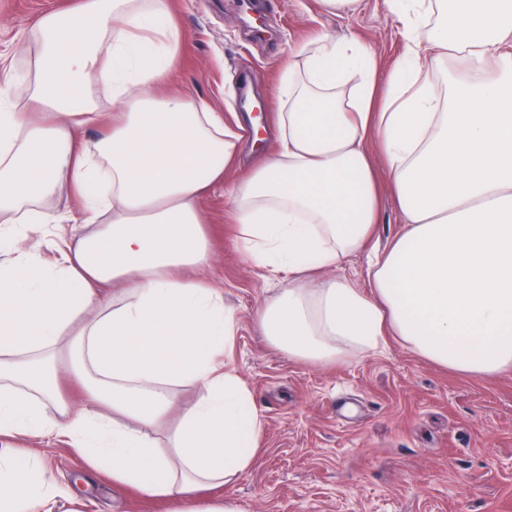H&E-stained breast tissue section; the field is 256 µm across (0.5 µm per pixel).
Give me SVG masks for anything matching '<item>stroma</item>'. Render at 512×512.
<instances>
[{
    "label": "stroma",
    "mask_w": 512,
    "mask_h": 512,
    "mask_svg": "<svg viewBox=\"0 0 512 512\" xmlns=\"http://www.w3.org/2000/svg\"><path fill=\"white\" fill-rule=\"evenodd\" d=\"M76 0H0V56L25 72L35 39L33 18ZM185 34L168 90L219 109L246 112L239 94L251 86L270 97L295 50L320 34L353 36L375 51L388 73L406 40L384 0H360L354 12L328 11L321 0H267L255 35L235 0H173ZM368 151L381 187L382 219L373 240L386 247L402 231L386 163ZM231 169L204 199L210 266L194 278L223 284L234 316L226 360L252 391L264 420L263 451L227 493L240 512H512V371L473 379L413 354L394 338L374 351H349L333 364L297 362L264 338L257 313L264 299L293 285L287 273L256 267L236 239ZM72 203L47 202L51 216L19 236L18 254L70 224ZM14 449L49 468L70 499L49 512H169L94 471L55 436L13 439Z\"/></svg>",
    "instance_id": "35a3bbf8"
}]
</instances>
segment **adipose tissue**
I'll return each mask as SVG.
<instances>
[{
    "label": "adipose tissue",
    "instance_id": "adipose-tissue-1",
    "mask_svg": "<svg viewBox=\"0 0 512 512\" xmlns=\"http://www.w3.org/2000/svg\"><path fill=\"white\" fill-rule=\"evenodd\" d=\"M406 48L386 87L356 38L300 46L274 98L276 147L230 197L236 234L258 267L295 286L258 312L275 348L302 363L397 339L471 378L512 368V0H385ZM169 0H78L33 21L32 91L0 70V512L66 497L9 441L56 435L114 483L174 512H238L217 497L251 469L264 421L224 364L233 316L224 291L182 278L207 265L201 203L238 165L243 128L202 100L157 96L184 42ZM460 62L444 89L426 67ZM112 92L100 111L89 83ZM103 133L87 139V128ZM387 163L404 230L370 266V291L340 277L367 249L381 205L367 150ZM72 198L88 234H60L56 259L13 253L44 205ZM77 348L80 406L65 405L44 361ZM195 388L166 440L180 387ZM56 416H48V406Z\"/></svg>",
    "mask_w": 512,
    "mask_h": 512
}]
</instances>
